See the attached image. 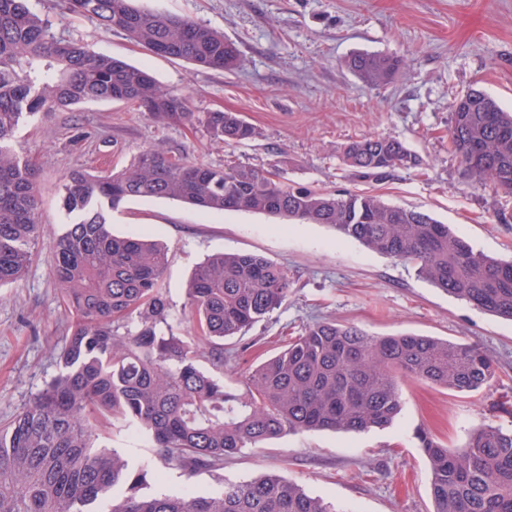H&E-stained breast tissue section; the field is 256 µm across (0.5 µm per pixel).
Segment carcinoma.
<instances>
[{
  "label": "carcinoma",
  "mask_w": 512,
  "mask_h": 512,
  "mask_svg": "<svg viewBox=\"0 0 512 512\" xmlns=\"http://www.w3.org/2000/svg\"><path fill=\"white\" fill-rule=\"evenodd\" d=\"M68 11L161 57L218 71L241 63L223 33L186 16L139 9L131 0H68ZM397 66L380 54L345 61L371 87L389 83ZM104 100L138 106L161 124L201 128L227 145L261 136L236 112H193L146 70L58 35L31 0H0V286L25 277L45 232L36 167L14 144L17 127L38 112ZM448 143L466 180L512 196L511 112L471 89L453 105ZM343 160L375 178L421 165L400 140L382 135L348 142ZM60 199L73 220L53 241V276L73 322L60 372L0 430V512H335L276 475L226 485L216 495L147 493L157 471L132 468L103 443L106 430L118 421L147 433L158 461L191 477L217 472L224 460L287 432L388 426L401 412L400 378L462 393L495 377L493 360L471 345L372 336L323 320L249 370L245 391L233 393L220 377L224 339L288 299V271L256 254L207 258L187 288L195 335L179 336L159 292L166 250L144 234H113L107 217L129 200L169 199L326 224L412 265L442 291L512 320V261L475 250L426 212L388 205L371 191L294 187L235 161L213 166L157 148L112 173L69 172ZM417 438L430 463L435 512H512V430L477 427L454 449L425 430Z\"/></svg>",
  "instance_id": "carcinoma-1"
}]
</instances>
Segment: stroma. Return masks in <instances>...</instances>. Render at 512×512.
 <instances>
[{
    "mask_svg": "<svg viewBox=\"0 0 512 512\" xmlns=\"http://www.w3.org/2000/svg\"><path fill=\"white\" fill-rule=\"evenodd\" d=\"M55 31L148 70L194 112H237L261 131L227 146L206 132L161 125L137 107L112 101L40 112L15 133L38 169L45 234L23 280L0 287V426L58 373L57 355L72 316L52 275L54 238L69 222L59 187L74 169H121L149 147L205 164L225 159L276 172L294 186L335 193L373 191L386 203L428 212L475 250L512 259V197L468 183L448 146L452 104L472 88L512 112V0H136L137 7L190 17L222 31L242 66L203 70L156 56L118 32L65 15L63 0H33ZM397 58L389 85L372 88L349 72L356 53ZM86 139L74 143L75 131ZM370 135L400 139L422 166L383 180L354 177L341 148ZM118 235L148 234L168 248L160 282L175 330L197 266L219 253H256L284 267L288 298L265 320L224 341V382L243 392L257 358L285 338L331 319L368 334L435 336L490 356L496 378L471 393L404 380L394 423L364 433H286L225 461L221 478L164 469L150 492L221 493L225 484L277 475L338 512H434L431 471L415 434L462 445L480 426L512 429V321L492 316L415 276L410 265L339 236L325 224L285 222L245 211L214 214L167 199L130 200L109 214ZM112 445L131 466L155 464L147 433L123 423Z\"/></svg>",
    "mask_w": 512,
    "mask_h": 512,
    "instance_id": "1",
    "label": "stroma"
}]
</instances>
